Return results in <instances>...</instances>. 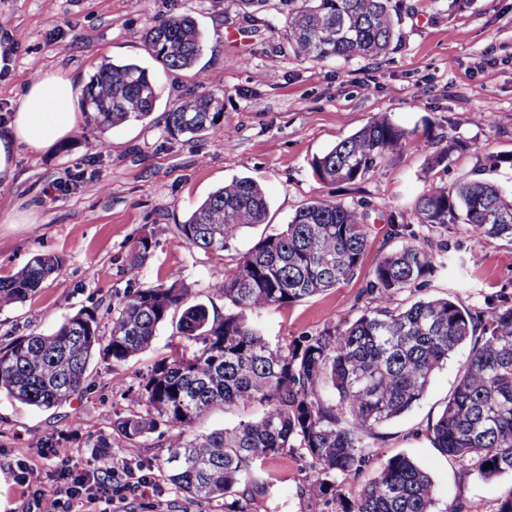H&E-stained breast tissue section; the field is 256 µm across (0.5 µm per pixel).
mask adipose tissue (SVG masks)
Instances as JSON below:
<instances>
[{
    "label": "adipose tissue",
    "instance_id": "ef3b65f1",
    "mask_svg": "<svg viewBox=\"0 0 512 512\" xmlns=\"http://www.w3.org/2000/svg\"><path fill=\"white\" fill-rule=\"evenodd\" d=\"M79 125L73 83L48 72L29 83L0 127V182H10L19 147L39 152L73 136Z\"/></svg>",
    "mask_w": 512,
    "mask_h": 512
}]
</instances>
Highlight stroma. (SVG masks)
<instances>
[{"mask_svg": "<svg viewBox=\"0 0 512 512\" xmlns=\"http://www.w3.org/2000/svg\"><path fill=\"white\" fill-rule=\"evenodd\" d=\"M193 15L203 51L188 69L166 70L148 52L142 34L151 17ZM239 0H0V33L19 37L16 53L0 67V118L18 95L47 72L70 77L82 92L104 62L136 63L159 78L154 111L85 138H71L35 154L20 149L9 192L0 194V276L11 275L40 253L60 256V270L25 303L0 310V347L30 333L53 332L81 309L108 324L129 282H177L191 302L224 312V268L261 236L280 231L302 205L335 199L366 205L371 244L366 264L404 244L387 219L413 224L415 199L430 177L453 184L483 171L512 192V0H474L449 12L448 0H417L402 21L403 40L392 54L312 63L283 43L285 20L245 29ZM191 92H213L224 102L218 130L191 139L170 136L166 116ZM378 114L409 133L403 149L351 184H325L313 174L314 157L330 150ZM460 142L442 166L431 167L441 137ZM249 177L269 202L267 223L246 229L231 250L213 255L186 246L176 226L212 192ZM459 223L446 233L445 263L416 288L397 295L406 303L446 297L475 312L512 304V243L488 239L472 247ZM149 237V258L136 277L127 273L131 246ZM366 273L337 288L256 315L271 340H291L329 322L357 316L368 303ZM176 318L158 330L152 348L123 365L94 358L83 389L68 402L41 410L0 396V512H22L32 493L22 467L60 478L59 456L77 470L121 455L114 421L132 412V392L154 362L178 342ZM466 349L437 369L412 411L377 429L384 456L407 454L431 476L438 512L465 500L469 512H496L512 496V474L484 481L464 476L461 460L441 454L429 438L456 381ZM111 447H100L101 439ZM135 462L160 482L159 492L127 495L121 512H224L223 501L189 499L166 477L168 440L149 434L134 442ZM272 486L238 485L249 512H335L312 499L306 458L291 451L267 464Z\"/></svg>", "mask_w": 512, "mask_h": 512, "instance_id": "stroma-1", "label": "stroma"}]
</instances>
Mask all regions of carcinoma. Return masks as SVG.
<instances>
[{
  "mask_svg": "<svg viewBox=\"0 0 512 512\" xmlns=\"http://www.w3.org/2000/svg\"><path fill=\"white\" fill-rule=\"evenodd\" d=\"M285 17L288 48L314 62L376 58L395 50L396 27L415 11L407 0H240L243 19L268 25L258 13L269 3ZM144 42L166 68L191 67L202 35L188 14L151 19ZM158 99L157 79L135 64L107 63L83 90L82 106L103 131L146 119ZM224 103L213 93L192 95L168 112L173 136L191 138L220 125ZM407 132L389 118H373L311 162L324 183H354L400 150ZM269 202L249 177L215 190L177 225L189 246L217 254L246 228L263 224ZM416 223L401 248L375 262L364 293L368 304L353 320L329 323L311 336L270 342L249 319L259 310L284 308L354 278L369 247L366 213L334 199L298 209L286 227L260 239L224 269V315L191 303L172 283L130 288L112 313L109 334L87 311L67 317L50 334L20 336L0 348V395L50 410L81 391L96 356L121 365L149 350L158 327L180 313L183 345L157 360L135 395L146 414L113 422L125 442L161 428L190 425L216 405L261 408L254 419L178 437L165 459L168 480L196 501L224 500L226 512H247L227 501L239 484L267 490L265 462L299 448L316 475V497L336 512H434L431 477L405 454L387 459L366 442L385 423L411 411L431 377L460 346L468 356L448 402L432 426L433 446L467 461V475L490 480L512 473V305L489 314L471 312L447 298L394 305L395 295L433 275L448 250L432 232L458 221L477 245L512 240V193L486 179L448 186L432 182L414 201ZM142 237L128 255L131 276L149 257ZM60 268L52 254L32 258L0 277V308L22 304ZM378 461L373 476L349 495L336 475L358 474ZM492 467H486V463Z\"/></svg>",
  "mask_w": 512,
  "mask_h": 512,
  "instance_id": "carcinoma-1",
  "label": "carcinoma"
}]
</instances>
